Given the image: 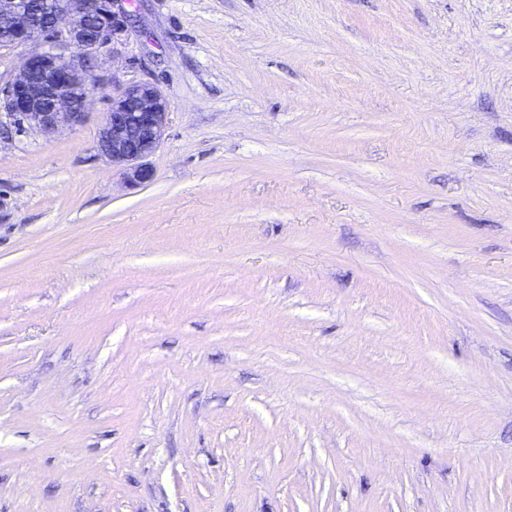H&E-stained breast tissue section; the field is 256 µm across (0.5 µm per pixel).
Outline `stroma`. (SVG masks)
<instances>
[{
    "mask_svg": "<svg viewBox=\"0 0 512 512\" xmlns=\"http://www.w3.org/2000/svg\"><path fill=\"white\" fill-rule=\"evenodd\" d=\"M125 6L0 142V512H512V0ZM168 114V99L153 84H132L112 98L102 118L97 149L123 170L129 184L152 181L154 172L146 160L162 140Z\"/></svg>",
    "mask_w": 512,
    "mask_h": 512,
    "instance_id": "obj_1",
    "label": "stroma"
}]
</instances>
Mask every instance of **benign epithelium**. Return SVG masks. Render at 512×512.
Instances as JSON below:
<instances>
[{"mask_svg":"<svg viewBox=\"0 0 512 512\" xmlns=\"http://www.w3.org/2000/svg\"><path fill=\"white\" fill-rule=\"evenodd\" d=\"M121 0H0V47L34 45L5 87L0 112L17 131L52 134L86 120L90 94L86 62L132 21ZM169 114L164 92L132 84L112 98L97 149L134 186L152 181L147 163Z\"/></svg>","mask_w":512,"mask_h":512,"instance_id":"7a95c632","label":"benign epithelium"}]
</instances>
